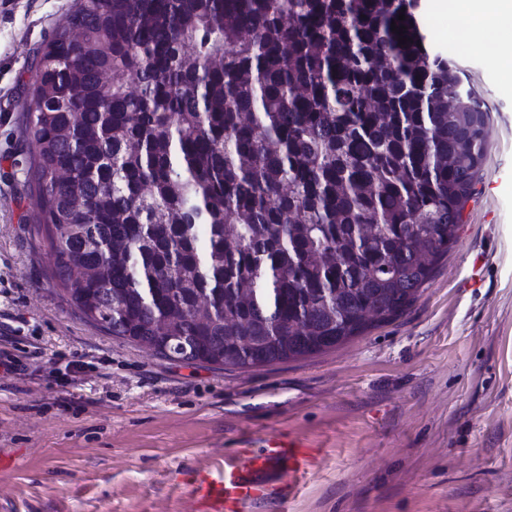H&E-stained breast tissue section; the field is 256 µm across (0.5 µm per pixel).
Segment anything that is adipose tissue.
Listing matches in <instances>:
<instances>
[{
    "mask_svg": "<svg viewBox=\"0 0 512 512\" xmlns=\"http://www.w3.org/2000/svg\"><path fill=\"white\" fill-rule=\"evenodd\" d=\"M433 13L447 23L449 13L462 15L466 32L477 38L489 63L512 85V0H431Z\"/></svg>",
    "mask_w": 512,
    "mask_h": 512,
    "instance_id": "adipose-tissue-1",
    "label": "adipose tissue"
}]
</instances>
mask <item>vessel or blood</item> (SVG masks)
I'll list each match as a JSON object with an SVG mask.
<instances>
[{
    "mask_svg": "<svg viewBox=\"0 0 512 512\" xmlns=\"http://www.w3.org/2000/svg\"><path fill=\"white\" fill-rule=\"evenodd\" d=\"M313 448L300 440L269 439L264 448L238 458L224 471H199L191 495L195 512H245L274 471L293 476L309 463Z\"/></svg>",
    "mask_w": 512,
    "mask_h": 512,
    "instance_id": "1",
    "label": "vessel or blood"
}]
</instances>
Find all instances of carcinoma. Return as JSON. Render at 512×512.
Returning a JSON list of instances; mask_svg holds the SVG:
<instances>
[{"instance_id": "obj_1", "label": "carcinoma", "mask_w": 512, "mask_h": 512, "mask_svg": "<svg viewBox=\"0 0 512 512\" xmlns=\"http://www.w3.org/2000/svg\"><path fill=\"white\" fill-rule=\"evenodd\" d=\"M417 4L76 0L25 128L46 254L81 316L247 370L406 313L490 148L489 107L428 49Z\"/></svg>"}]
</instances>
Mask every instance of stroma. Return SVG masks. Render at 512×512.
Listing matches in <instances>:
<instances>
[{
    "instance_id": "1",
    "label": "stroma",
    "mask_w": 512,
    "mask_h": 512,
    "mask_svg": "<svg viewBox=\"0 0 512 512\" xmlns=\"http://www.w3.org/2000/svg\"><path fill=\"white\" fill-rule=\"evenodd\" d=\"M74 0H0V512H194L199 469L307 439L311 466L249 512H512V88L435 34L490 108L458 238L403 316L329 351L248 370L172 361L62 297L37 233L22 131L39 50ZM80 358L83 366L70 371Z\"/></svg>"
}]
</instances>
